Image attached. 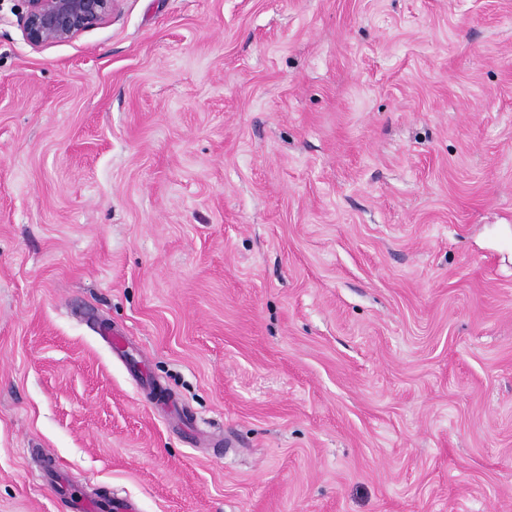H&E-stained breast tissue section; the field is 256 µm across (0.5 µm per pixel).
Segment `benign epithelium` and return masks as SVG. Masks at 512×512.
Listing matches in <instances>:
<instances>
[{
    "label": "benign epithelium",
    "mask_w": 512,
    "mask_h": 512,
    "mask_svg": "<svg viewBox=\"0 0 512 512\" xmlns=\"http://www.w3.org/2000/svg\"><path fill=\"white\" fill-rule=\"evenodd\" d=\"M119 0H22L18 25L35 47L69 41L98 26L116 10Z\"/></svg>",
    "instance_id": "7a95c632"
}]
</instances>
